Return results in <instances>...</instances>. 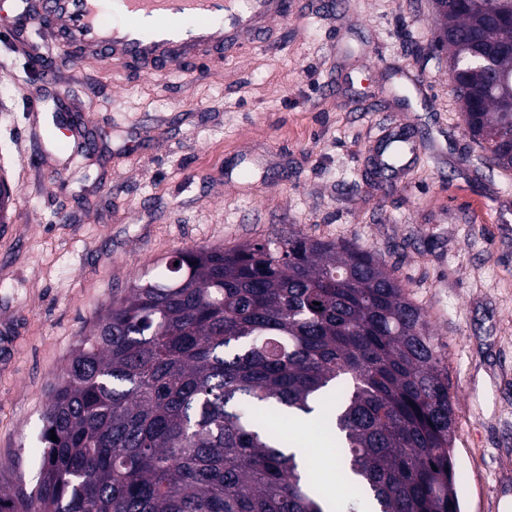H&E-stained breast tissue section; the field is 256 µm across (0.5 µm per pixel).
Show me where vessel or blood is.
<instances>
[{
  "label": "vessel or blood",
  "instance_id": "1",
  "mask_svg": "<svg viewBox=\"0 0 512 512\" xmlns=\"http://www.w3.org/2000/svg\"><path fill=\"white\" fill-rule=\"evenodd\" d=\"M117 23L102 21L105 11ZM45 45L76 65L158 77L189 59L219 60L273 42L285 0H25Z\"/></svg>",
  "mask_w": 512,
  "mask_h": 512
}]
</instances>
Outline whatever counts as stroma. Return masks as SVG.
<instances>
[{
	"mask_svg": "<svg viewBox=\"0 0 512 512\" xmlns=\"http://www.w3.org/2000/svg\"><path fill=\"white\" fill-rule=\"evenodd\" d=\"M438 28L432 0H288L277 46L155 80L74 67L0 14V176L16 194L0 224L1 475L34 488L53 379L137 274L297 230L393 270L448 368L461 510L512 512V171L467 133ZM61 107L84 146L60 175ZM391 127L417 156L383 172Z\"/></svg>",
	"mask_w": 512,
	"mask_h": 512,
	"instance_id": "1",
	"label": "stroma"
}]
</instances>
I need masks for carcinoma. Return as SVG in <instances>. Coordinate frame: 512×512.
<instances>
[{
	"instance_id": "carcinoma-1",
	"label": "carcinoma",
	"mask_w": 512,
	"mask_h": 512,
	"mask_svg": "<svg viewBox=\"0 0 512 512\" xmlns=\"http://www.w3.org/2000/svg\"><path fill=\"white\" fill-rule=\"evenodd\" d=\"M437 12L468 132L512 170V0ZM315 403L349 486L337 512H461L448 372L381 261L300 232L183 248L80 332L37 486L0 476V512H323L271 423Z\"/></svg>"
}]
</instances>
